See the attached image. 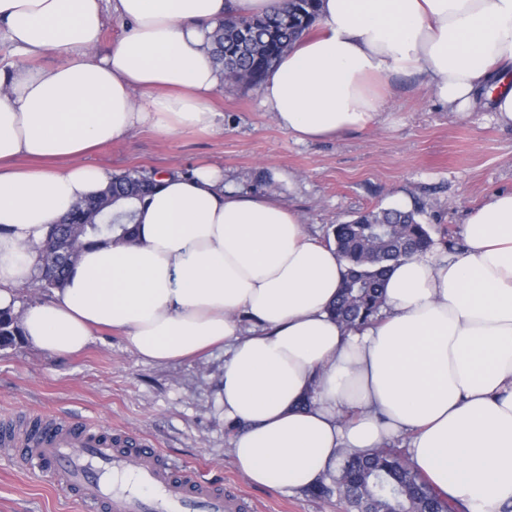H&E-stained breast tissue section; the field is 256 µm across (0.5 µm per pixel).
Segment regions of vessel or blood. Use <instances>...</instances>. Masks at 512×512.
<instances>
[{"mask_svg": "<svg viewBox=\"0 0 512 512\" xmlns=\"http://www.w3.org/2000/svg\"><path fill=\"white\" fill-rule=\"evenodd\" d=\"M0 446L34 464L94 512H250L241 494L158 461L145 438L88 421L48 418L36 433L0 427Z\"/></svg>", "mask_w": 512, "mask_h": 512, "instance_id": "1", "label": "vessel or blood"}]
</instances>
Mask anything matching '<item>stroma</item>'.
<instances>
[{
	"instance_id": "obj_1",
	"label": "stroma",
	"mask_w": 512,
	"mask_h": 512,
	"mask_svg": "<svg viewBox=\"0 0 512 512\" xmlns=\"http://www.w3.org/2000/svg\"><path fill=\"white\" fill-rule=\"evenodd\" d=\"M393 97L361 131L300 142L261 104L257 89L222 84L212 97L220 131L161 137L137 129L90 155L92 163L194 173L224 171V185L264 195L298 212L306 233L326 241L331 226L358 213L407 203L431 226L462 227L469 211L512 190V128L488 105L460 117L435 102L414 75H395ZM224 352L169 364L142 359L119 331H104L73 357L30 344L0 349V420L46 412L89 419L149 439L167 462L244 494L253 512H342L287 487L252 484L233 463L221 390ZM0 512H86L78 498L0 447Z\"/></svg>"
}]
</instances>
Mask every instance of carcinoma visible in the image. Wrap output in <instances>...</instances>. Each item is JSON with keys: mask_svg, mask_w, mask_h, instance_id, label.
Instances as JSON below:
<instances>
[{"mask_svg": "<svg viewBox=\"0 0 512 512\" xmlns=\"http://www.w3.org/2000/svg\"><path fill=\"white\" fill-rule=\"evenodd\" d=\"M319 0H284L265 15L228 16L212 34L210 53L224 80L247 89L260 87L268 70L312 27ZM155 174L137 169L116 174L98 197L73 205L63 223L53 225L41 251L36 280L51 292L63 286L70 268L90 240L112 234L134 237L130 211L116 212L152 193ZM419 211L370 210L331 225L338 254L349 269L332 304V317L347 328L377 319L384 304V285L391 264L432 250V228L417 219ZM20 323L10 310L0 311V348L21 343ZM304 493L319 500L336 499L345 512H454L448 501L412 466L406 449L386 444L359 454L345 450L335 469L327 470Z\"/></svg>", "mask_w": 512, "mask_h": 512, "instance_id": "carcinoma-1", "label": "carcinoma"}]
</instances>
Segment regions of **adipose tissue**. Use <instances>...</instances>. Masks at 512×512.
<instances>
[{"mask_svg":"<svg viewBox=\"0 0 512 512\" xmlns=\"http://www.w3.org/2000/svg\"><path fill=\"white\" fill-rule=\"evenodd\" d=\"M282 0H0V309L57 357L119 330L146 361L224 348L235 467L300 489L342 449L396 438L449 503L512 505V191L470 212L465 247L399 261L373 325L348 332L328 307L346 263L298 213L231 193L222 171L162 172L137 204L135 239H97L48 302L20 307L51 224L104 189L96 147L147 128L216 129L222 83L206 44L226 15ZM123 36L98 53L106 16ZM422 77L449 111L488 98L512 125V0H322L315 30L262 82V105L297 140L371 125L387 79ZM257 328L243 335L239 319ZM309 407H301L304 397Z\"/></svg>","mask_w":512,"mask_h":512,"instance_id":"ef3b65f1","label":"adipose tissue"}]
</instances>
